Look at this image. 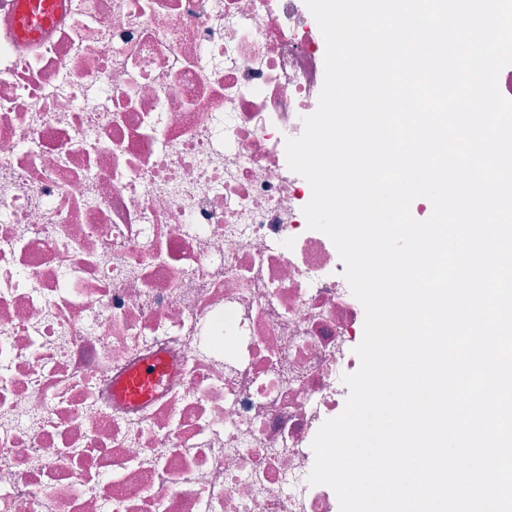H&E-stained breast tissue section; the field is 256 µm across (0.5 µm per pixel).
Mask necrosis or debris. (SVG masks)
<instances>
[{
    "instance_id": "4bbe7bcc",
    "label": "necrosis or debris",
    "mask_w": 512,
    "mask_h": 512,
    "mask_svg": "<svg viewBox=\"0 0 512 512\" xmlns=\"http://www.w3.org/2000/svg\"><path fill=\"white\" fill-rule=\"evenodd\" d=\"M0 0V512H337L313 439L365 311L285 140L305 0ZM144 402L115 383L153 358ZM62 1L26 0L22 12L13 21L15 35L23 40L34 38L42 27L61 15Z\"/></svg>"
}]
</instances>
